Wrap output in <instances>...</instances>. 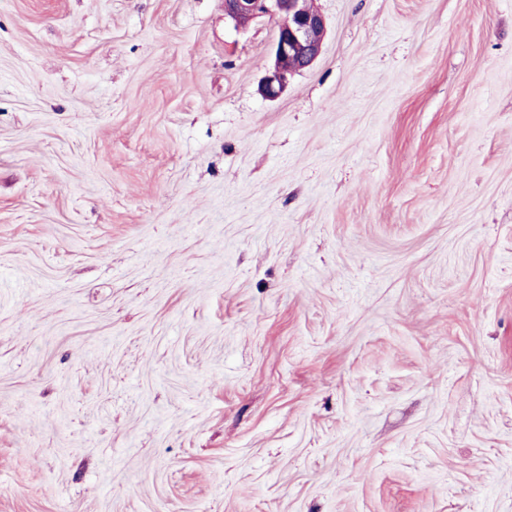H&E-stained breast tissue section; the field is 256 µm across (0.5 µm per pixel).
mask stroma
<instances>
[{"label": "stroma", "mask_w": 512, "mask_h": 512, "mask_svg": "<svg viewBox=\"0 0 512 512\" xmlns=\"http://www.w3.org/2000/svg\"><path fill=\"white\" fill-rule=\"evenodd\" d=\"M0 0V512H512V0ZM264 14L283 17L276 35L274 69L264 85L265 96L276 98L285 91L290 77L311 67L319 57L327 24L308 0H224V17L236 26ZM288 60H295V65L288 67Z\"/></svg>", "instance_id": "35a3bbf8"}]
</instances>
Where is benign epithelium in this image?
<instances>
[{
    "label": "benign epithelium",
    "mask_w": 512,
    "mask_h": 512,
    "mask_svg": "<svg viewBox=\"0 0 512 512\" xmlns=\"http://www.w3.org/2000/svg\"><path fill=\"white\" fill-rule=\"evenodd\" d=\"M264 14L283 17L276 35L274 69L264 85L265 96L276 98L290 77L311 67L319 57L327 24L308 0H224V16L238 26Z\"/></svg>",
    "instance_id": "benign-epithelium-1"
}]
</instances>
